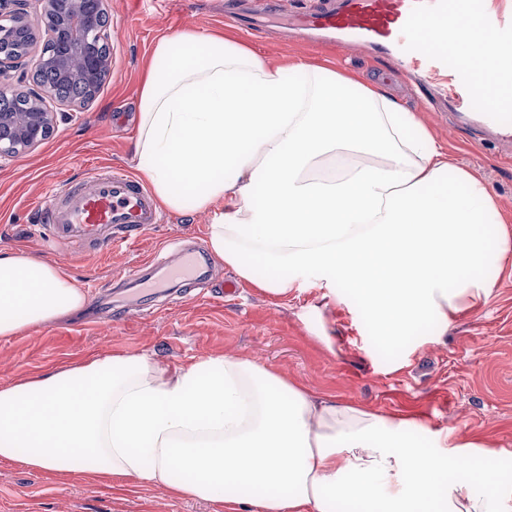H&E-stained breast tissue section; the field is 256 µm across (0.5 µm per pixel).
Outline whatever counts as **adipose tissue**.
Listing matches in <instances>:
<instances>
[{
	"mask_svg": "<svg viewBox=\"0 0 512 512\" xmlns=\"http://www.w3.org/2000/svg\"><path fill=\"white\" fill-rule=\"evenodd\" d=\"M133 160L162 208L212 210L216 260L272 295L313 279L388 346L444 335L487 300L512 253L494 197L381 89L302 62L272 67L222 36L162 38L139 98ZM56 263L0 254V338L83 308ZM416 420L321 396L246 360L174 369L115 353L0 390V463L229 500L242 512H512V481Z\"/></svg>",
	"mask_w": 512,
	"mask_h": 512,
	"instance_id": "1",
	"label": "adipose tissue"
}]
</instances>
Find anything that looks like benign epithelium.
I'll return each mask as SVG.
<instances>
[{
	"instance_id": "obj_1",
	"label": "benign epithelium",
	"mask_w": 512,
	"mask_h": 512,
	"mask_svg": "<svg viewBox=\"0 0 512 512\" xmlns=\"http://www.w3.org/2000/svg\"><path fill=\"white\" fill-rule=\"evenodd\" d=\"M112 0H45L41 8L49 38L43 46L38 64L57 72L65 81H81L88 86V96L79 102L84 106L98 94L111 67L110 26L101 18L109 16ZM30 0H0V16L6 15L15 30L28 29ZM32 39L26 47L11 54L0 53V84L18 73V81L26 77L25 59ZM25 102L15 112H0V128L11 132L9 140H0V161L15 158L45 140L53 131L57 113L49 110L46 99L52 96L41 84L25 93H12Z\"/></svg>"
}]
</instances>
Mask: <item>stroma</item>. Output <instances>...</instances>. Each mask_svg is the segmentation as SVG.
I'll use <instances>...</instances> for the list:
<instances>
[{
	"instance_id": "35a3bbf8",
	"label": "stroma",
	"mask_w": 512,
	"mask_h": 512,
	"mask_svg": "<svg viewBox=\"0 0 512 512\" xmlns=\"http://www.w3.org/2000/svg\"><path fill=\"white\" fill-rule=\"evenodd\" d=\"M183 34H222L264 62L302 61L380 87L418 118L446 147L456 166L473 173L511 221L512 161L495 145L474 153L477 129L446 112L417 110L411 94L390 76L381 58L310 46L288 36L280 14L262 32L224 20V0H112L111 70L96 99L70 112L50 99L58 114L52 134L0 166V251L58 262L88 296L83 309L57 321L0 339V389L12 382L80 365L116 351L147 356L162 366L187 365L231 355L274 370L303 388L384 414L421 422L413 441L454 431L462 440L512 450V256L497 271L493 295L454 315L445 336L423 323L387 347L364 315L347 305H323L311 280L273 296L211 262L212 282L231 280L233 296L205 297L187 283L169 303L149 298L118 302L113 291L158 248L207 243L212 215L165 213L125 252L84 253L48 243L37 208L63 185L81 181L93 167L135 171L134 142L142 76L156 41ZM0 512H236L234 505L178 495L121 479L60 477L20 464L0 465Z\"/></svg>"
}]
</instances>
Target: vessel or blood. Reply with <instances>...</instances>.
<instances>
[{"label":"vessel or blood","instance_id":"obj_1","mask_svg":"<svg viewBox=\"0 0 512 512\" xmlns=\"http://www.w3.org/2000/svg\"><path fill=\"white\" fill-rule=\"evenodd\" d=\"M295 26L335 37L348 50L392 56L404 77L444 78L440 91L455 111L512 138V98L479 92L482 61L469 51L473 42L498 48V68L512 77V0H313ZM39 214L49 239L90 251L131 247L162 221L145 184L118 167L89 169L81 183L54 193ZM194 261V252L185 250L178 264L159 256L152 263L187 277Z\"/></svg>","mask_w":512,"mask_h":512}]
</instances>
